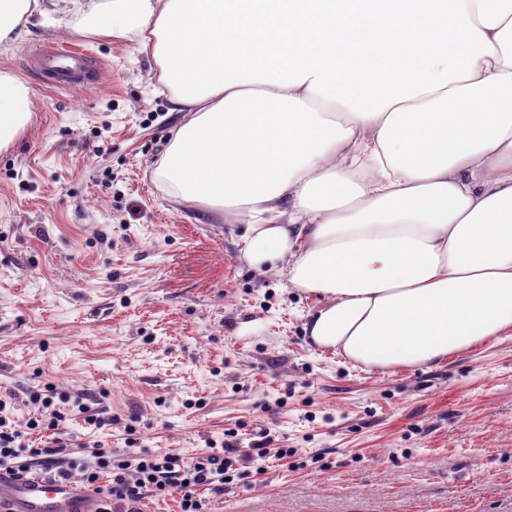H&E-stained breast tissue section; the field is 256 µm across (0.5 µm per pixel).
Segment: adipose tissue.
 Listing matches in <instances>:
<instances>
[{"mask_svg":"<svg viewBox=\"0 0 512 512\" xmlns=\"http://www.w3.org/2000/svg\"><path fill=\"white\" fill-rule=\"evenodd\" d=\"M137 44L186 111L156 176L248 217L311 342L388 371L512 331V0H0ZM32 102L0 76V147Z\"/></svg>","mask_w":512,"mask_h":512,"instance_id":"ef3b65f1","label":"adipose tissue"}]
</instances>
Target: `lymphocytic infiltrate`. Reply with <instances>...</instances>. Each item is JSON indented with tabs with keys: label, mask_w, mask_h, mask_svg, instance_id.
<instances>
[{
	"label": "lymphocytic infiltrate",
	"mask_w": 512,
	"mask_h": 512,
	"mask_svg": "<svg viewBox=\"0 0 512 512\" xmlns=\"http://www.w3.org/2000/svg\"><path fill=\"white\" fill-rule=\"evenodd\" d=\"M42 405L49 411L42 422L31 421V428L46 426L52 430L53 439L49 448L44 449L40 466L44 474H56L64 480H77L89 487L106 484V493L98 500L96 512H114L122 508L123 512H140L139 504L145 495L163 496L170 488H179L182 492L181 512H203L202 502L198 499V488L212 485L214 480H227L228 470L237 453L233 446L211 448L208 455L183 461L169 453H143L135 458L113 462L110 452L102 451L97 456L95 468L88 469L71 464L69 469H57V455L68 448L64 439L63 422L65 413L53 408L51 400H43Z\"/></svg>",
	"instance_id": "obj_1"
}]
</instances>
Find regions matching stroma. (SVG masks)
<instances>
[{
  "label": "stroma",
  "mask_w": 512,
  "mask_h": 512,
  "mask_svg": "<svg viewBox=\"0 0 512 512\" xmlns=\"http://www.w3.org/2000/svg\"><path fill=\"white\" fill-rule=\"evenodd\" d=\"M98 68L54 88L36 49ZM0 72L33 104L0 150V401L26 429L42 398L78 451L189 459L235 437L238 474L204 512H512V332L431 367L382 372L310 344L313 297L239 258L244 222L175 203L154 176L182 115L130 42L31 17ZM103 419L89 426L79 405ZM276 448L250 460L259 429Z\"/></svg>",
  "instance_id": "stroma-1"
}]
</instances>
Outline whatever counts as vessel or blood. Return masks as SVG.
Masks as SVG:
<instances>
[{"instance_id": "vessel-or-blood-1", "label": "vessel or blood", "mask_w": 512, "mask_h": 512, "mask_svg": "<svg viewBox=\"0 0 512 512\" xmlns=\"http://www.w3.org/2000/svg\"><path fill=\"white\" fill-rule=\"evenodd\" d=\"M35 61L49 78H74L91 66L69 49L38 52ZM98 497L94 488L70 481L0 470V512H95Z\"/></svg>"}]
</instances>
